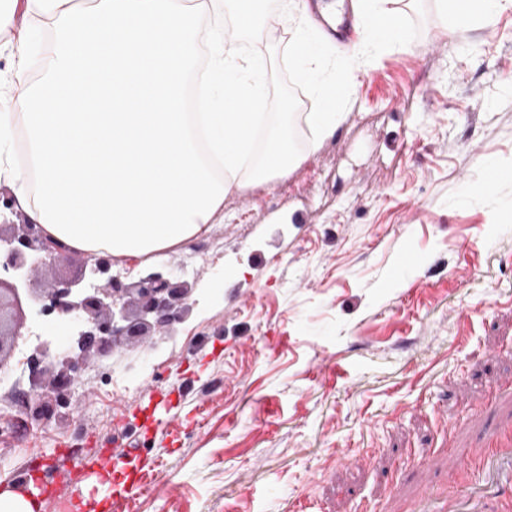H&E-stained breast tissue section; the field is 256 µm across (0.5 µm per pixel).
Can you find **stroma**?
Returning a JSON list of instances; mask_svg holds the SVG:
<instances>
[{
    "instance_id": "obj_1",
    "label": "stroma",
    "mask_w": 512,
    "mask_h": 512,
    "mask_svg": "<svg viewBox=\"0 0 512 512\" xmlns=\"http://www.w3.org/2000/svg\"><path fill=\"white\" fill-rule=\"evenodd\" d=\"M399 38L355 66L322 43L344 118L303 125L285 174H243L172 266L193 290L166 340L90 356L42 421L24 352L0 373V488L61 512H415L448 456L512 425V7L489 24L399 0ZM264 111L317 105L287 37L268 39ZM504 172L488 186L489 170ZM143 445L97 479L84 456Z\"/></svg>"
}]
</instances>
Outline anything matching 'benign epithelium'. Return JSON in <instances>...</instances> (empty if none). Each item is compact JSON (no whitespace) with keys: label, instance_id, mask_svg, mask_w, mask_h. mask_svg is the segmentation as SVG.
Returning a JSON list of instances; mask_svg holds the SVG:
<instances>
[{"label":"benign epithelium","instance_id":"1","mask_svg":"<svg viewBox=\"0 0 512 512\" xmlns=\"http://www.w3.org/2000/svg\"><path fill=\"white\" fill-rule=\"evenodd\" d=\"M13 211V200L0 199V370L9 364L27 319L41 313L65 318L71 335L80 337L67 352L40 344L29 356L38 386L52 392L79 374L91 350L115 346L124 337L164 335L178 318L176 307L188 298L189 288L154 269L128 282L103 256L72 250L35 224L8 223ZM74 255L82 258L87 281L59 279L47 288L33 287L47 264Z\"/></svg>","mask_w":512,"mask_h":512}]
</instances>
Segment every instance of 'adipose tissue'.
<instances>
[{"mask_svg": "<svg viewBox=\"0 0 512 512\" xmlns=\"http://www.w3.org/2000/svg\"><path fill=\"white\" fill-rule=\"evenodd\" d=\"M0 26L22 12L45 31L54 75L32 81L19 45L0 95V181L18 208L68 247L161 256L205 232L224 194L264 151L260 178L289 165L293 143L270 113L264 56L228 38L231 16L253 29L262 0H7ZM393 0H359L371 55L398 36ZM337 76L317 81L323 109L300 113L312 140L340 119Z\"/></svg>", "mask_w": 512, "mask_h": 512, "instance_id": "1", "label": "adipose tissue"}]
</instances>
